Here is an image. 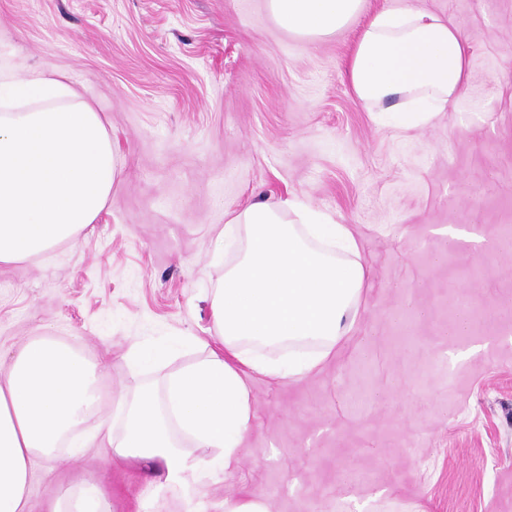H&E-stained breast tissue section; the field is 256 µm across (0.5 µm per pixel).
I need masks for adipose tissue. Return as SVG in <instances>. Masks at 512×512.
Masks as SVG:
<instances>
[{
  "label": "adipose tissue",
  "mask_w": 512,
  "mask_h": 512,
  "mask_svg": "<svg viewBox=\"0 0 512 512\" xmlns=\"http://www.w3.org/2000/svg\"><path fill=\"white\" fill-rule=\"evenodd\" d=\"M288 32L315 40L341 30L366 0H266ZM467 40L453 23L408 5L374 15L348 77L360 100L384 105L413 126L443 111L461 86ZM123 165L106 124L65 75L46 67L0 77V263L77 241L94 223ZM236 246L210 293L223 351H209L119 405L121 434L97 432L111 459L153 462L166 482L228 473L241 459L250 420V375L301 380L334 352L354 323L367 277L349 225L291 196L254 202L215 232L213 249ZM266 348H284L279 359ZM98 364L48 338L0 361V512H27L33 460L67 445L82 455L75 430L99 401ZM211 449L193 459L184 440ZM192 446V447H193Z\"/></svg>",
  "instance_id": "1"
}]
</instances>
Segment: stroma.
Returning <instances> with one entry per match:
<instances>
[{
    "label": "stroma",
    "instance_id": "35a3bbf8",
    "mask_svg": "<svg viewBox=\"0 0 512 512\" xmlns=\"http://www.w3.org/2000/svg\"><path fill=\"white\" fill-rule=\"evenodd\" d=\"M308 40L265 0H0V66H46L107 123L125 165L77 242L0 264V359L49 336L104 364L113 399L148 373L132 343L210 340L224 274L213 230L254 201L296 195L353 229L369 271L352 330L303 380L254 375L234 472L163 487L146 464L35 459L29 512L99 483L110 512H512V0H406L457 25L468 74L444 112L403 130L353 92L347 68L377 11ZM457 224L470 242L431 230ZM494 238L491 247L478 237ZM479 316L448 340L461 295ZM421 318L402 324L409 306Z\"/></svg>",
    "mask_w": 512,
    "mask_h": 512
}]
</instances>
